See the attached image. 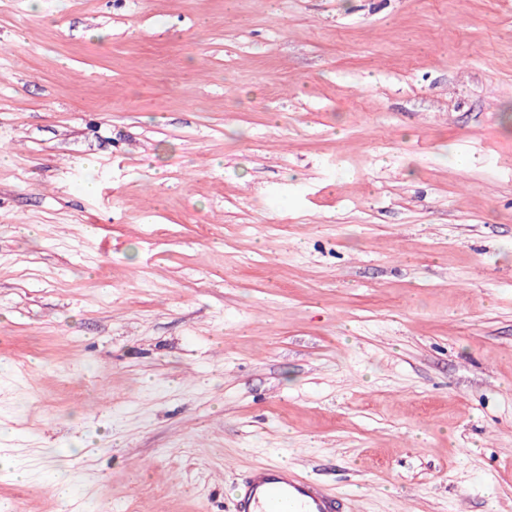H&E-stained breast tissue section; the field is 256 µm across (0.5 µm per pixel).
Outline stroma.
Segmentation results:
<instances>
[{"mask_svg": "<svg viewBox=\"0 0 512 512\" xmlns=\"http://www.w3.org/2000/svg\"><path fill=\"white\" fill-rule=\"evenodd\" d=\"M4 457L512 512V0H0Z\"/></svg>", "mask_w": 512, "mask_h": 512, "instance_id": "stroma-1", "label": "stroma"}]
</instances>
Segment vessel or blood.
Here are the masks:
<instances>
[{
  "instance_id": "vessel-or-blood-1",
  "label": "vessel or blood",
  "mask_w": 512,
  "mask_h": 512,
  "mask_svg": "<svg viewBox=\"0 0 512 512\" xmlns=\"http://www.w3.org/2000/svg\"><path fill=\"white\" fill-rule=\"evenodd\" d=\"M342 503L314 480L283 465L252 468L238 487L234 512H341Z\"/></svg>"
}]
</instances>
